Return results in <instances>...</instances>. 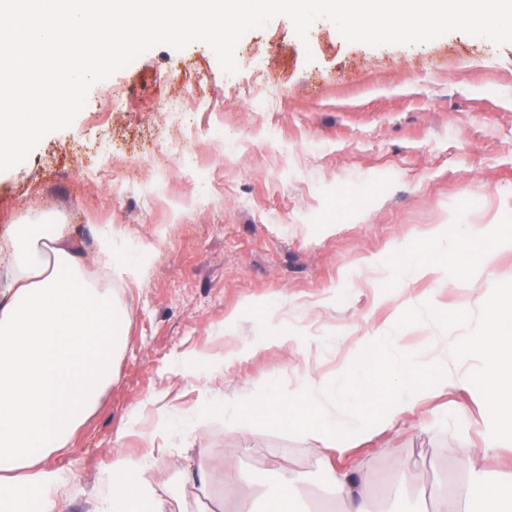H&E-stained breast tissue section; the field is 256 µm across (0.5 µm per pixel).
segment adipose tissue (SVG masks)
<instances>
[{
    "mask_svg": "<svg viewBox=\"0 0 512 512\" xmlns=\"http://www.w3.org/2000/svg\"><path fill=\"white\" fill-rule=\"evenodd\" d=\"M448 234L434 227L400 262L403 278L436 273ZM0 282V512H60L62 474L45 459L68 448L115 379L127 316L115 289L88 283L59 224H24ZM150 456L115 453L107 512H173L148 477ZM328 490L342 512H371L386 485L331 469Z\"/></svg>",
    "mask_w": 512,
    "mask_h": 512,
    "instance_id": "1",
    "label": "adipose tissue"
}]
</instances>
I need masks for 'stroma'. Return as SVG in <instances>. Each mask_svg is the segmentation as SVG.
Wrapping results in <instances>:
<instances>
[{"instance_id":"obj_1","label":"stroma","mask_w":512,"mask_h":512,"mask_svg":"<svg viewBox=\"0 0 512 512\" xmlns=\"http://www.w3.org/2000/svg\"><path fill=\"white\" fill-rule=\"evenodd\" d=\"M235 59L228 74L205 43L154 47L113 74V96L93 85L69 127L0 171V278L18 224L64 225L87 281L101 277L106 230L140 267L112 280L128 318L117 378L67 451L44 462L64 475V512H101L113 450L143 456L150 434L167 452L149 476L189 512L260 503L276 480L317 512L331 467L365 464L389 488L376 512H434L439 489L512 472V441L491 438L471 385L425 395L369 440H337L329 458L299 435L188 427L208 402L273 380L293 394L307 375L335 379L363 337L386 335L408 308L478 318L484 278L462 272L457 253L439 278L410 281L398 256L438 224L458 237L470 224L512 226V43L452 31L369 46L319 20L302 40L279 15L246 32ZM268 81L273 107L253 111ZM186 93L182 123L162 124L157 108ZM161 148L193 152L194 175L175 162L146 170ZM464 333L428 321L403 328L400 344L456 376L479 365L451 355ZM218 353L215 371L187 365ZM201 448L214 455L211 497L199 501L178 463Z\"/></svg>"}]
</instances>
